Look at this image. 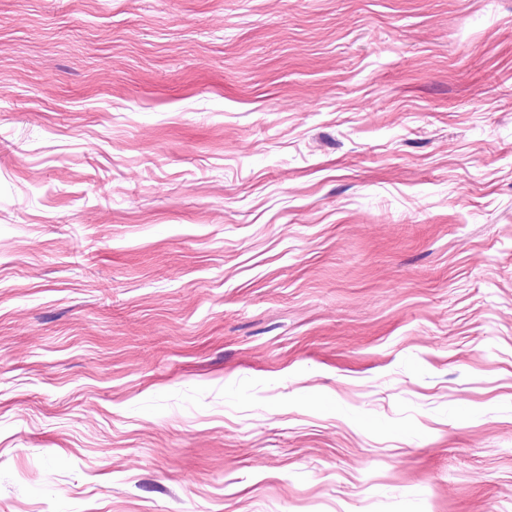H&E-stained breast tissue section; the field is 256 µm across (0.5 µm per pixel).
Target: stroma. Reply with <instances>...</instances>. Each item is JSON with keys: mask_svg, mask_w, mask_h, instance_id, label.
I'll return each mask as SVG.
<instances>
[{"mask_svg": "<svg viewBox=\"0 0 512 512\" xmlns=\"http://www.w3.org/2000/svg\"><path fill=\"white\" fill-rule=\"evenodd\" d=\"M0 512H512V0H0Z\"/></svg>", "mask_w": 512, "mask_h": 512, "instance_id": "obj_1", "label": "stroma"}]
</instances>
